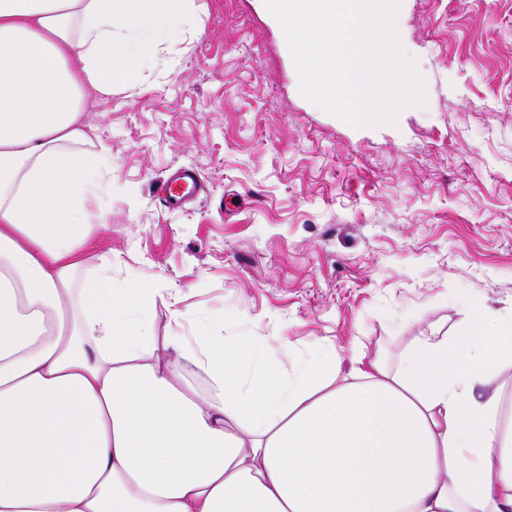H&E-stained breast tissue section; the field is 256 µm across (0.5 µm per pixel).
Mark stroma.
Listing matches in <instances>:
<instances>
[{"label": "stroma", "instance_id": "35a3bbf8", "mask_svg": "<svg viewBox=\"0 0 512 512\" xmlns=\"http://www.w3.org/2000/svg\"><path fill=\"white\" fill-rule=\"evenodd\" d=\"M200 2L136 82L84 97L87 148L110 161L91 255L180 289L157 338L213 322L277 343L283 366L355 337L395 357L512 306V0H401L427 104L378 127L300 94L265 0ZM180 167L205 191L176 210L161 187Z\"/></svg>", "mask_w": 512, "mask_h": 512}]
</instances>
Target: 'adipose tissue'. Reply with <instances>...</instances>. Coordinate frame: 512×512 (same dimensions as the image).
<instances>
[{"label": "adipose tissue", "instance_id": "adipose-tissue-1", "mask_svg": "<svg viewBox=\"0 0 512 512\" xmlns=\"http://www.w3.org/2000/svg\"><path fill=\"white\" fill-rule=\"evenodd\" d=\"M196 0H0V512H512V308L398 360L351 342L290 368L267 338L157 340L179 292L78 284L105 154L85 87L135 79ZM212 382L202 399L182 381Z\"/></svg>", "mask_w": 512, "mask_h": 512}]
</instances>
